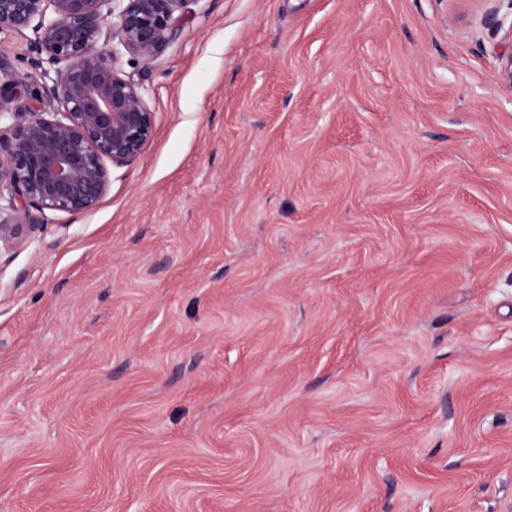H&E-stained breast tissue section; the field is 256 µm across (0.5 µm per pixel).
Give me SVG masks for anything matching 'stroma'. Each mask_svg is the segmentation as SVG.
Wrapping results in <instances>:
<instances>
[{
    "label": "stroma",
    "instance_id": "stroma-1",
    "mask_svg": "<svg viewBox=\"0 0 512 512\" xmlns=\"http://www.w3.org/2000/svg\"><path fill=\"white\" fill-rule=\"evenodd\" d=\"M507 0H193L154 130L0 252V512H512ZM43 57L0 33V75Z\"/></svg>",
    "mask_w": 512,
    "mask_h": 512
}]
</instances>
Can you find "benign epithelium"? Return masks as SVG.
<instances>
[{"mask_svg":"<svg viewBox=\"0 0 512 512\" xmlns=\"http://www.w3.org/2000/svg\"><path fill=\"white\" fill-rule=\"evenodd\" d=\"M190 0H0V32L55 67L53 112L0 129V245L43 228L48 213L96 205L109 166L137 158L154 115L139 87L116 67L126 52L150 65L176 39Z\"/></svg>","mask_w":512,"mask_h":512,"instance_id":"obj_1","label":"benign epithelium"}]
</instances>
